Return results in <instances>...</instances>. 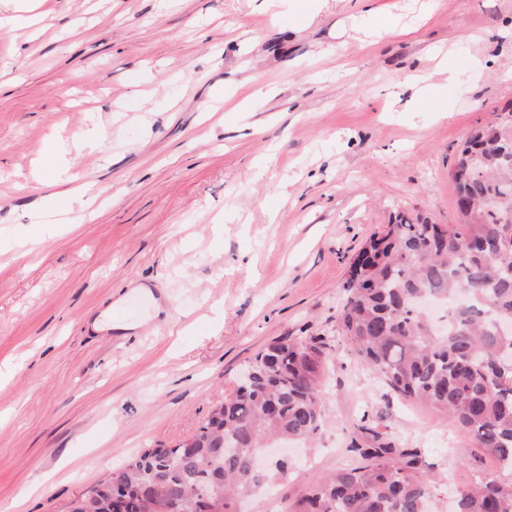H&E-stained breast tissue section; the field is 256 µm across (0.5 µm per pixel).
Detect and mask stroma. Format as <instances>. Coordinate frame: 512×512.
<instances>
[{"mask_svg":"<svg viewBox=\"0 0 512 512\" xmlns=\"http://www.w3.org/2000/svg\"><path fill=\"white\" fill-rule=\"evenodd\" d=\"M0 32V512H70L175 447L283 336L330 331L397 214L457 223V148L512 110V0H52ZM98 199L72 207L60 159ZM138 299L130 319L112 313ZM274 512L355 464L361 427L448 489L496 469L441 412L348 359Z\"/></svg>","mask_w":512,"mask_h":512,"instance_id":"1","label":"stroma"}]
</instances>
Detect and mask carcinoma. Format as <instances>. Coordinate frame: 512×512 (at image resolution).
Returning <instances> with one entry per match:
<instances>
[{
  "label": "carcinoma",
  "mask_w": 512,
  "mask_h": 512,
  "mask_svg": "<svg viewBox=\"0 0 512 512\" xmlns=\"http://www.w3.org/2000/svg\"><path fill=\"white\" fill-rule=\"evenodd\" d=\"M512 120L477 127L451 176L474 207L459 224L398 216L373 233L343 283L334 335L276 339L249 362L224 406L174 448H144L72 512H237L263 494L254 467L268 438L311 440L322 426L324 360L335 337L398 396L448 417L472 444L512 470ZM446 304L434 319L420 296ZM349 451L360 464L316 479L282 512H429L437 487L418 448L376 436ZM455 512H512V481L477 473Z\"/></svg>",
  "instance_id": "obj_1"
}]
</instances>
